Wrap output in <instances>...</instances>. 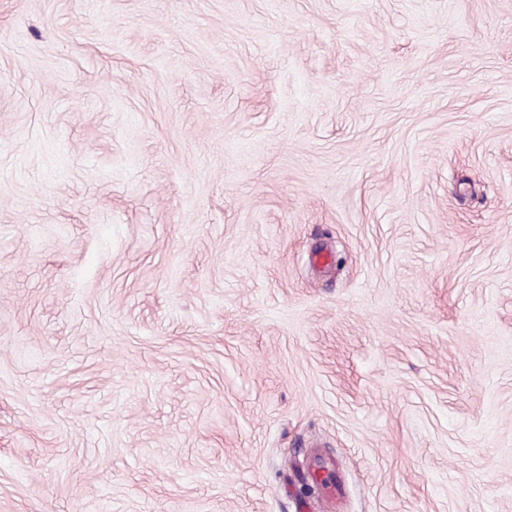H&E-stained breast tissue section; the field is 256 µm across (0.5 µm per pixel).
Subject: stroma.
Masks as SVG:
<instances>
[{
  "label": "stroma",
  "instance_id": "1",
  "mask_svg": "<svg viewBox=\"0 0 512 512\" xmlns=\"http://www.w3.org/2000/svg\"><path fill=\"white\" fill-rule=\"evenodd\" d=\"M0 512H512V0H0Z\"/></svg>",
  "mask_w": 512,
  "mask_h": 512
}]
</instances>
